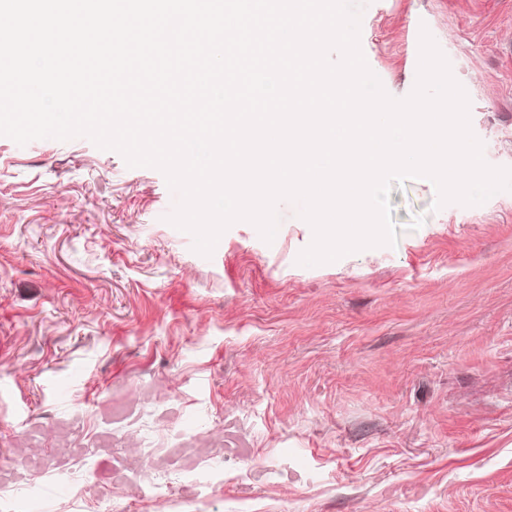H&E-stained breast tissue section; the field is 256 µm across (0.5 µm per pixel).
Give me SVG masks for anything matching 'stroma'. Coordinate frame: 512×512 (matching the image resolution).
I'll return each instance as SVG.
<instances>
[{"instance_id":"35a3bbf8","label":"stroma","mask_w":512,"mask_h":512,"mask_svg":"<svg viewBox=\"0 0 512 512\" xmlns=\"http://www.w3.org/2000/svg\"><path fill=\"white\" fill-rule=\"evenodd\" d=\"M421 23L512 168V0H365L393 98ZM435 198L394 186L395 246L311 267L283 200L207 258L159 170L0 136V512H512V191Z\"/></svg>"}]
</instances>
